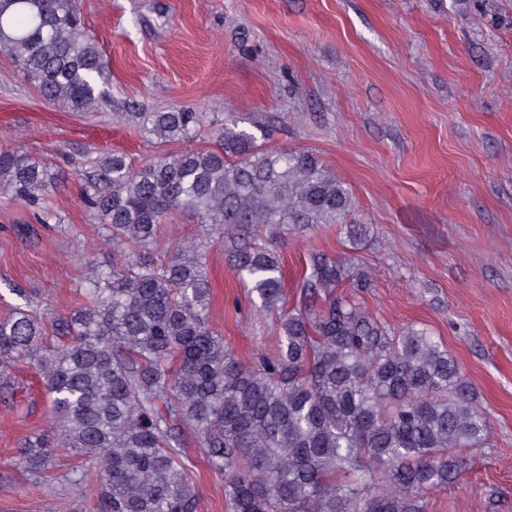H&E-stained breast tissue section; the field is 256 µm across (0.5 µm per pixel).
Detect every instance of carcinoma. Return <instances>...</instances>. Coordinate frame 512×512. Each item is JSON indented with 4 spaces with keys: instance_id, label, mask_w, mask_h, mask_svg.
Returning a JSON list of instances; mask_svg holds the SVG:
<instances>
[{
    "instance_id": "obj_1",
    "label": "carcinoma",
    "mask_w": 512,
    "mask_h": 512,
    "mask_svg": "<svg viewBox=\"0 0 512 512\" xmlns=\"http://www.w3.org/2000/svg\"><path fill=\"white\" fill-rule=\"evenodd\" d=\"M0 51L46 100L76 112L103 104L101 53L77 0H0ZM132 118L161 141H188L200 123L177 110ZM216 139L136 169L119 154L99 158L85 204L131 251L121 266L95 267L70 316L24 306L0 319V378L19 362L38 370L61 446L92 458L97 512H198L180 425L224 478L231 512H429L430 495L459 481L490 435L441 342L327 293L280 317L275 356L245 364L210 326L202 244L151 257L160 226L182 214L235 228L344 223L349 192L312 154L268 149L226 124ZM54 181L47 160L0 150V197L40 208L43 224L61 222L44 205ZM229 257L263 306L278 308L279 255L232 238ZM343 274L318 256L306 289L314 296ZM47 454L33 445L20 459L38 469Z\"/></svg>"
}]
</instances>
